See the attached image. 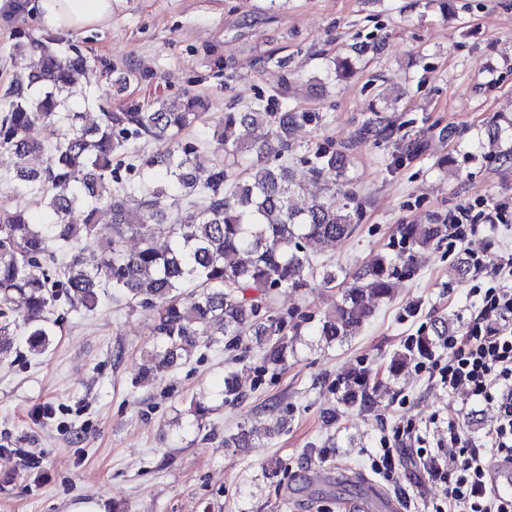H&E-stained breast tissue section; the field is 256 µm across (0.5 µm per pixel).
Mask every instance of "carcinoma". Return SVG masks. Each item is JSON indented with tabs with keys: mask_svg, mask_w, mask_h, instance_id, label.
Returning <instances> with one entry per match:
<instances>
[{
	"mask_svg": "<svg viewBox=\"0 0 512 512\" xmlns=\"http://www.w3.org/2000/svg\"><path fill=\"white\" fill-rule=\"evenodd\" d=\"M15 55L39 54L38 63L13 77L0 95V182L15 185L53 217L49 224L31 221L28 208L0 210V363L15 353L16 322L11 304L22 299L27 308L26 344L43 352L50 344L49 314L59 301L93 310L97 285L112 287V298L129 310L150 311L153 354L150 376L159 380L189 357L197 337L214 343L225 336L236 342L248 335L262 353L263 370L278 371L295 355L294 339L306 319L273 310L271 294L281 288L300 290L316 280L324 288L342 280L340 298L316 321L313 332L327 346L357 335L379 303L391 297L397 273L395 257L377 254L344 276L319 266L307 247H333L348 238L357 214L350 177L351 157L343 150L324 149L308 168L311 180L323 184L325 195L305 209L293 204L304 184L293 179L285 163L271 158L288 151L297 124L293 112H270L257 104L224 113L215 147L206 154L184 142L181 134L203 116V99L158 100L150 106L132 103L119 112H102L92 124L70 104L91 102L78 92L75 74L86 66L80 54L61 55L51 38L27 37L14 45ZM60 125L64 134L46 144L33 135L41 124ZM237 130L233 141L224 131ZM157 140L162 148L149 155L134 153L138 140ZM505 130L487 131L491 152L512 159ZM45 156L32 167L34 156ZM127 167L138 180L121 178ZM178 191L194 210L190 220L171 216L164 199ZM80 211L82 223L70 221ZM451 225L401 224L402 252L407 261L431 248ZM168 244L156 247L158 234ZM138 249L124 248L127 238ZM67 248L58 279L49 275L56 250ZM476 271L459 258L449 275L464 279ZM448 333L447 321L434 335L412 338L392 356L389 373L417 357L432 354L437 337ZM385 387L360 368L337 388L340 403L368 409ZM243 396L237 373L224 375L223 402ZM263 440L251 426L224 439L226 448H250Z\"/></svg>",
	"mask_w": 512,
	"mask_h": 512,
	"instance_id": "cac0c4a2",
	"label": "carcinoma"
}]
</instances>
